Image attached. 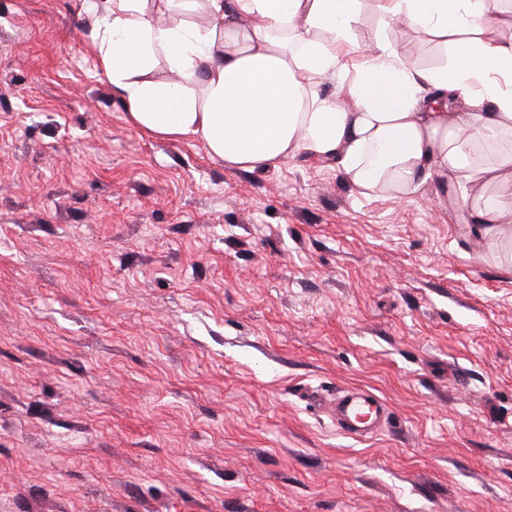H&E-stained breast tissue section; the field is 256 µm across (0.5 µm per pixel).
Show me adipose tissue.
<instances>
[{"instance_id": "obj_1", "label": "adipose tissue", "mask_w": 512, "mask_h": 512, "mask_svg": "<svg viewBox=\"0 0 512 512\" xmlns=\"http://www.w3.org/2000/svg\"><path fill=\"white\" fill-rule=\"evenodd\" d=\"M363 0H87L93 47L143 132L195 138L226 166L300 153L370 191L435 176L498 185L484 232L512 223V7L503 0H373L381 25L444 44L421 69L385 39H355ZM204 14L205 25L193 22ZM333 80L342 100L319 96ZM467 112L449 111V98Z\"/></svg>"}]
</instances>
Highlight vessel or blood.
I'll list each match as a JSON object with an SVG mask.
<instances>
[{"label": "vessel or blood", "instance_id": "b4317fda", "mask_svg": "<svg viewBox=\"0 0 512 512\" xmlns=\"http://www.w3.org/2000/svg\"><path fill=\"white\" fill-rule=\"evenodd\" d=\"M324 407L343 433L367 439L389 425L393 412L379 395L362 388L339 391Z\"/></svg>", "mask_w": 512, "mask_h": 512}]
</instances>
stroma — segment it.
<instances>
[{"label": "stroma", "mask_w": 512, "mask_h": 512, "mask_svg": "<svg viewBox=\"0 0 512 512\" xmlns=\"http://www.w3.org/2000/svg\"><path fill=\"white\" fill-rule=\"evenodd\" d=\"M91 32L0 0V512H512L497 188L224 166L135 126ZM339 387L391 425L341 434ZM324 407L337 428L359 439L382 430L393 415L382 397L362 388L339 391L324 402Z\"/></svg>", "instance_id": "stroma-1"}]
</instances>
